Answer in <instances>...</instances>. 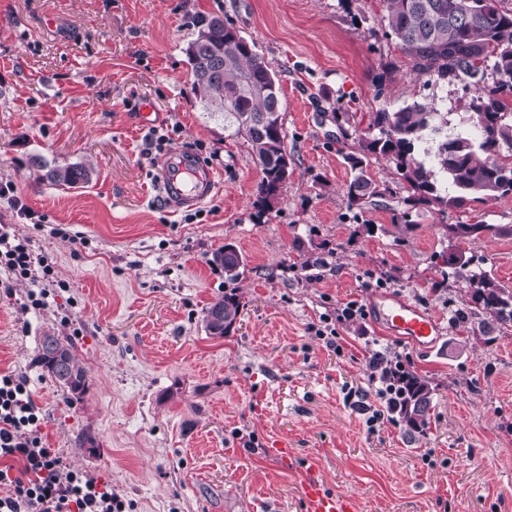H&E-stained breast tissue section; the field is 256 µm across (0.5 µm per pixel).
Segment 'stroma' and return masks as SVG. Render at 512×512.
<instances>
[{
    "mask_svg": "<svg viewBox=\"0 0 512 512\" xmlns=\"http://www.w3.org/2000/svg\"><path fill=\"white\" fill-rule=\"evenodd\" d=\"M191 10L224 14L280 79L294 172L272 209L255 204L246 144L192 90ZM384 13L383 0H0V185L29 211L0 198V225L29 239L58 283L29 309L31 282L0 276V374L26 379L46 446L132 512H304L308 478L351 512H512V328L458 323L464 284L440 257L445 225H512V196L445 211L392 196L348 204L346 157L370 113L432 103L449 127L467 119L463 82L414 72L384 37ZM144 103L157 114L149 126ZM175 124L171 148L203 158L217 185L191 222L155 191V136ZM44 161L91 179L37 181ZM227 243L245 261L233 282L210 263ZM461 248L512 288V235ZM319 255L325 265L305 266ZM381 272L387 295L437 316V346L359 323L340 327L342 355L319 345L311 324L368 304ZM230 289L238 320L210 335L205 311ZM45 336L74 340L81 400L34 364ZM396 345L434 387L420 434L365 425L376 400L361 366Z\"/></svg>",
    "mask_w": 512,
    "mask_h": 512,
    "instance_id": "stroma-1",
    "label": "stroma"
}]
</instances>
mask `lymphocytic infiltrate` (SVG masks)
I'll return each mask as SVG.
<instances>
[{
  "label": "lymphocytic infiltrate",
  "instance_id": "obj_1",
  "mask_svg": "<svg viewBox=\"0 0 512 512\" xmlns=\"http://www.w3.org/2000/svg\"><path fill=\"white\" fill-rule=\"evenodd\" d=\"M0 267L15 278L27 279L36 288L27 296L29 307L42 308L50 294L52 267L47 259L34 258L30 242L0 225ZM367 317L363 305L351 302L324 316L314 329L316 340L326 349L341 352L338 328ZM410 359L403 352L387 349L371 356L366 372L379 402L367 417L368 431H375L390 411L394 381L390 369L408 374ZM44 415L34 405L27 382L12 374L0 375V512H127V504L111 484L89 473L73 469L58 451L46 447L40 425Z\"/></svg>",
  "mask_w": 512,
  "mask_h": 512
}]
</instances>
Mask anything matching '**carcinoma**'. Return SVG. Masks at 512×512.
<instances>
[{"instance_id":"cac0c4a2","label":"carcinoma","mask_w":512,"mask_h":512,"mask_svg":"<svg viewBox=\"0 0 512 512\" xmlns=\"http://www.w3.org/2000/svg\"><path fill=\"white\" fill-rule=\"evenodd\" d=\"M386 34L396 42L419 74L463 80L480 75L474 94L465 103L469 116L464 126L448 131V113L435 105L413 104L395 112L371 113L369 126L377 134L359 143L348 155L355 175L348 185V202L360 207L385 197L368 175L371 158L394 163L408 196L402 203L461 206L467 199H491L512 194V9L502 0H383ZM193 39L185 48L194 92L210 112L224 114V130L241 138L250 150L261 179L256 204L270 210L278 204L288 184L289 165L284 129L280 80L255 50V43L241 36L221 13L188 14ZM494 59L492 72L486 62ZM46 178L57 186L72 187L90 178L89 171L74 165H55ZM512 235L499 224H449L448 250L441 258L451 274L466 282V307L458 319L467 323L483 316L501 327H512V289L482 274H469L473 264L460 243L485 234ZM212 263L224 268L234 281L244 261L233 245L213 255ZM241 298L234 292L206 311V328L214 336L230 333L240 314ZM43 338L35 363L68 394L87 391L86 371L79 364L73 342L52 339L63 358L55 361ZM434 388L412 374L394 396L393 405L408 431L424 432Z\"/></svg>"}]
</instances>
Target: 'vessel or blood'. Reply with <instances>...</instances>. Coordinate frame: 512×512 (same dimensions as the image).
Wrapping results in <instances>:
<instances>
[{
  "instance_id": "vessel-or-blood-1",
  "label": "vessel or blood",
  "mask_w": 512,
  "mask_h": 512,
  "mask_svg": "<svg viewBox=\"0 0 512 512\" xmlns=\"http://www.w3.org/2000/svg\"><path fill=\"white\" fill-rule=\"evenodd\" d=\"M157 184L162 199L176 210L198 207L216 191L210 167L187 149H174L164 155ZM370 313L376 328L419 349L432 350L441 338L437 318L406 299L374 296ZM303 500L305 512H351L346 497L327 493L313 479L304 483Z\"/></svg>"
}]
</instances>
